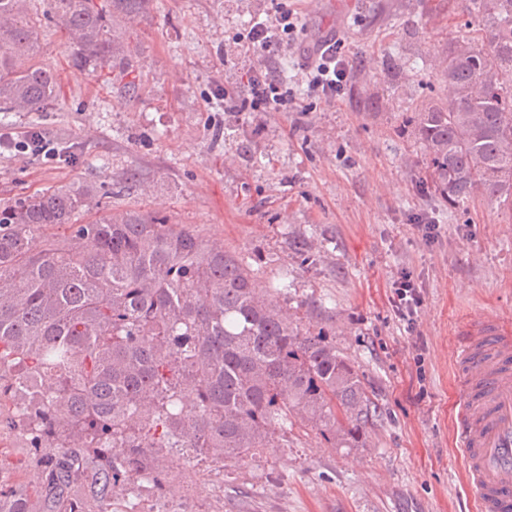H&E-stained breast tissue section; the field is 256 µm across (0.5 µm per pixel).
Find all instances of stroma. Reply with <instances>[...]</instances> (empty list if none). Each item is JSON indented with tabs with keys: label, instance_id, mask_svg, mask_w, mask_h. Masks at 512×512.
Wrapping results in <instances>:
<instances>
[{
	"label": "stroma",
	"instance_id": "stroma-1",
	"mask_svg": "<svg viewBox=\"0 0 512 512\" xmlns=\"http://www.w3.org/2000/svg\"><path fill=\"white\" fill-rule=\"evenodd\" d=\"M459 2L295 0L303 32L288 66L338 20L356 70L333 104L289 74L298 106L287 112L224 109V89L248 93L241 39L268 0H153L146 17L117 24L132 62L118 80L75 72L66 36L44 27L57 100L0 112V133L39 129L71 157L0 152V206L91 182L110 194L78 223L151 214L224 244L262 284H287L278 300L294 325L323 332L377 407L365 447L335 448L293 425L207 473L171 457L174 499L144 488L114 499L112 512H474L454 443L451 346L472 313L512 319V214L482 198L452 208L420 194L425 152L405 125L422 104L449 98L434 60L479 34ZM130 170L137 180H124ZM420 219L438 224L436 241L418 232ZM298 240L312 263L300 264ZM403 269L424 291L411 333L391 305ZM0 480L32 491L44 480L33 449L12 435L0 434Z\"/></svg>",
	"mask_w": 512,
	"mask_h": 512
}]
</instances>
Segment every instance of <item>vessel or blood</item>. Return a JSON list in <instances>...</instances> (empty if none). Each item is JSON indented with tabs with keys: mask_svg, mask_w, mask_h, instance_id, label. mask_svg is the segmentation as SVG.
<instances>
[{
	"mask_svg": "<svg viewBox=\"0 0 512 512\" xmlns=\"http://www.w3.org/2000/svg\"><path fill=\"white\" fill-rule=\"evenodd\" d=\"M456 336L461 384L454 435L469 492L477 512H512V322L474 314Z\"/></svg>",
	"mask_w": 512,
	"mask_h": 512,
	"instance_id": "b4317fda",
	"label": "vessel or blood"
}]
</instances>
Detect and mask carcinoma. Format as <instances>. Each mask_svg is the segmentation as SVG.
<instances>
[{
	"instance_id": "1",
	"label": "carcinoma",
	"mask_w": 512,
	"mask_h": 512,
	"mask_svg": "<svg viewBox=\"0 0 512 512\" xmlns=\"http://www.w3.org/2000/svg\"><path fill=\"white\" fill-rule=\"evenodd\" d=\"M0 0V112H42L57 75L39 58V30L60 25L72 66L112 68L116 16L151 0ZM481 40L448 46L452 98L429 102L414 135L438 194L481 196L512 211V0H465ZM99 193L72 184L0 208V426L37 458L30 495L0 484V512H111L142 482L163 498L187 464L239 461L291 422L361 448L375 405L322 333L292 326L276 293L224 245L155 216L72 218ZM68 226L58 239L49 233Z\"/></svg>"
}]
</instances>
